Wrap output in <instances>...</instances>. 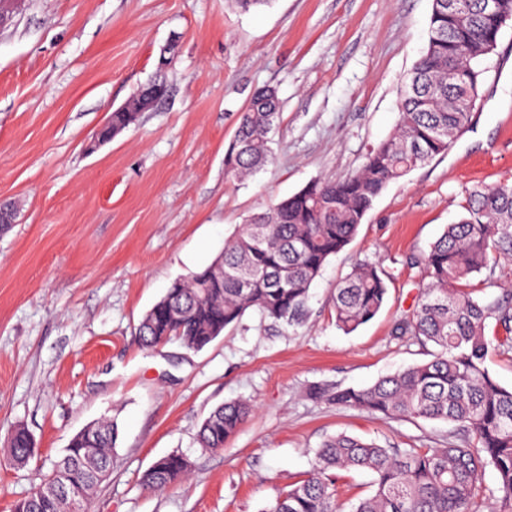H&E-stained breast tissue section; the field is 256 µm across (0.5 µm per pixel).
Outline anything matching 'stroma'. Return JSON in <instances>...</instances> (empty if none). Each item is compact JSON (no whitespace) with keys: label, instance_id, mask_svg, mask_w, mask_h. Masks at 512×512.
Returning a JSON list of instances; mask_svg holds the SVG:
<instances>
[{"label":"stroma","instance_id":"35a3bbf8","mask_svg":"<svg viewBox=\"0 0 512 512\" xmlns=\"http://www.w3.org/2000/svg\"><path fill=\"white\" fill-rule=\"evenodd\" d=\"M432 0H18L0 27V512L26 496L83 427L119 428L92 512H260L304 479L339 433L442 448L452 422L387 419L312 398L363 388L430 360L395 334L424 279L410 260L464 213L476 187L512 183V26L488 62L469 128L447 154L391 183L354 240L314 282L305 324L282 332L245 314L202 351L136 335L171 282L210 264L236 225L319 178L358 171L399 118V91L428 38ZM166 96L111 141L95 134L155 78ZM281 116L268 165L240 182L224 152L255 88ZM376 263L388 300L338 329L331 299L354 262ZM485 303L512 295V264L482 271ZM231 401L252 413L219 451L198 432ZM35 455L14 464V426ZM189 462L175 490L145 489L160 457Z\"/></svg>","mask_w":512,"mask_h":512}]
</instances>
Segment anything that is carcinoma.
I'll return each instance as SVG.
<instances>
[{
	"mask_svg": "<svg viewBox=\"0 0 512 512\" xmlns=\"http://www.w3.org/2000/svg\"><path fill=\"white\" fill-rule=\"evenodd\" d=\"M467 12L448 14L444 0H432L425 50L400 90L394 132L373 147L362 168L336 180L319 179L269 204L238 226L224 251L203 270L172 283L142 317L139 339L147 348L177 340L200 351L236 327L248 311L287 332L303 322L310 289L329 259L353 240L366 214L389 186L435 157L448 153L468 128L472 113L463 101H477L484 61L496 53L503 25L512 21V0H498L494 15L483 0H463ZM143 92L112 111L118 134L143 111ZM279 99L258 89L240 114L224 156L228 175L243 181L269 160L270 133L279 122ZM512 262V184L476 188L466 213L446 227L416 263L428 282L412 313L396 330L438 347L433 358L364 388H336L327 400L390 419L455 422L465 439L444 448H398L338 434L317 452L314 472L280 492L260 512H478L482 500L512 504V388L490 374L494 349L512 350V304L481 303L463 281L484 269ZM388 287L377 265L361 260L336 285L332 310L346 333L375 318L387 302ZM493 320L496 336L486 335ZM252 412L249 404L228 402L214 409L199 431L204 448L221 450ZM118 426L103 420L77 432L65 453L13 512H68L69 504H90L99 486L94 470L112 467ZM10 457L24 465L34 456L33 438L14 428ZM492 468L495 487L481 484ZM372 474L371 493L345 506L336 499L335 472ZM189 462L171 454L157 459L141 477L150 490L180 487ZM64 478L67 491L46 492Z\"/></svg>",
	"mask_w": 512,
	"mask_h": 512,
	"instance_id": "obj_1",
	"label": "carcinoma"
}]
</instances>
